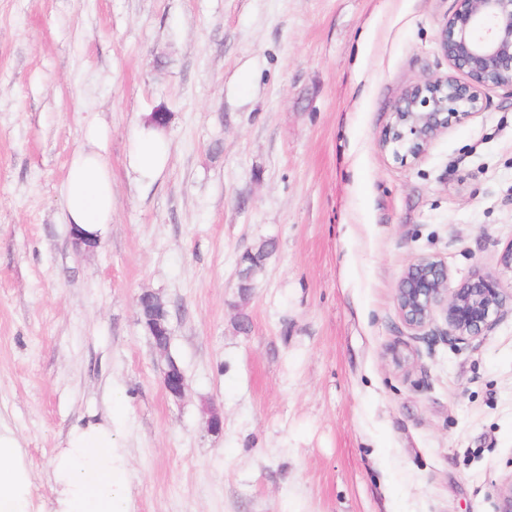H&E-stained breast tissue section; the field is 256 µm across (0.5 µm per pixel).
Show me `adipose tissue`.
I'll use <instances>...</instances> for the list:
<instances>
[{
	"instance_id": "1",
	"label": "adipose tissue",
	"mask_w": 512,
	"mask_h": 512,
	"mask_svg": "<svg viewBox=\"0 0 512 512\" xmlns=\"http://www.w3.org/2000/svg\"><path fill=\"white\" fill-rule=\"evenodd\" d=\"M106 129L85 125L87 145L74 152L61 188L64 216L78 238L102 241L112 222V169L98 145ZM163 129L142 125L130 153L131 166L146 176L166 163ZM36 477L15 433L0 428V512H131L128 460L117 448L111 420L73 426L56 453L49 494L36 498Z\"/></svg>"
}]
</instances>
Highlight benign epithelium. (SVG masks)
Instances as JSON below:
<instances>
[{
	"label": "benign epithelium",
	"mask_w": 512,
	"mask_h": 512,
	"mask_svg": "<svg viewBox=\"0 0 512 512\" xmlns=\"http://www.w3.org/2000/svg\"><path fill=\"white\" fill-rule=\"evenodd\" d=\"M439 43L449 66L464 72L468 81L436 77L401 95L381 145L391 148L402 162L419 159L448 125L478 114L484 90L512 88V0H457L456 10L440 30ZM146 300L155 304L154 312L146 316L149 333L168 331L165 302L158 294L145 291L138 296L137 307ZM395 304L414 338L466 341L480 337L495 323L504 294L498 278L490 273L477 272L453 284L447 263L427 255L404 270ZM440 320L445 325L442 330L437 325ZM388 356L396 368L407 371L416 364L418 354L406 345H394ZM162 385L174 400L185 393L183 370L172 358L167 359Z\"/></svg>",
	"instance_id": "benign-epithelium-1"
}]
</instances>
